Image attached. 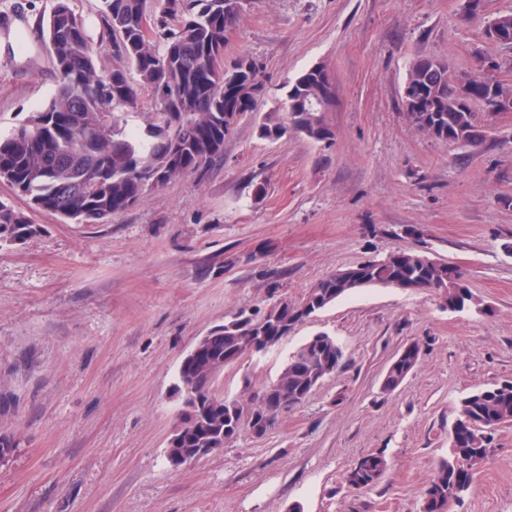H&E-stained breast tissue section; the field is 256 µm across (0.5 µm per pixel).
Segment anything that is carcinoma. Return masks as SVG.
<instances>
[{"instance_id": "1", "label": "carcinoma", "mask_w": 512, "mask_h": 512, "mask_svg": "<svg viewBox=\"0 0 512 512\" xmlns=\"http://www.w3.org/2000/svg\"><path fill=\"white\" fill-rule=\"evenodd\" d=\"M100 21L112 37V54L119 66L104 74L97 69L96 51L68 0H55L47 36L58 87L43 109L29 116L9 134L0 136V180L29 198L32 208L60 213L84 223H100L131 208L151 187H161L185 174H204L224 152L226 116L254 111L260 96L249 83L264 85L262 71L242 70V59L224 66V33L238 20L249 0H157L154 29H146V0H100ZM134 69L138 83L130 80ZM420 80L421 121L438 129L437 139H448V123L470 126L477 120L484 92L473 94L468 112H455L453 91L445 71L431 67L417 76L409 66L405 84ZM155 96L156 121L139 132L127 129L126 110L138 103V87ZM333 86L327 70L312 67L286 82L284 98L265 113L258 134L271 141L290 133L314 143H328L335 132L322 112H310L306 103ZM22 212L0 201V244L24 241L39 234ZM362 273L360 286L404 284L412 291L433 290L465 310L478 304L466 284L465 272L448 262L431 260L425 251L391 253L343 273ZM309 306L324 309L347 294L336 285V275L313 283ZM292 309L276 302L268 306L266 331L281 336L280 325L290 322ZM241 318L224 326L209 356L226 363L239 360L247 341ZM420 348H404L387 369L388 377H407L417 366ZM311 369L299 351H293L280 375L250 401H259L274 387L298 406L312 392ZM200 397L208 417L185 419L180 428L185 448H201L214 434L232 429V401L201 386ZM456 425L448 454L426 487L427 512H441L448 496H459L471 485L473 471L489 456L488 442L476 435L497 429L512 419V385L493 384L475 389L457 403ZM359 480L345 472L355 489L376 486L388 464L381 454L354 463Z\"/></svg>"}]
</instances>
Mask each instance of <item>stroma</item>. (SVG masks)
I'll use <instances>...</instances> for the list:
<instances>
[{
    "instance_id": "1",
    "label": "stroma",
    "mask_w": 512,
    "mask_h": 512,
    "mask_svg": "<svg viewBox=\"0 0 512 512\" xmlns=\"http://www.w3.org/2000/svg\"><path fill=\"white\" fill-rule=\"evenodd\" d=\"M55 0H0V135L40 111L59 75L46 37ZM97 50L115 66L100 0H69ZM512 0H485L482 18L458 0H251L228 30L224 61L263 66L266 93L224 139L205 175L146 190L103 223L32 209L0 180V201L42 233L0 246V512H419L448 452L455 405L476 387L512 381V115L476 147L422 135L406 120L410 63L435 56L468 71L474 48ZM322 64L336 88L331 145L259 138L257 124L284 83ZM266 191L255 196L256 184ZM416 234H409V227ZM428 249L459 266L480 310L451 312L437 295L359 289L244 355L214 381L245 400L279 375L289 354L325 332L341 367L261 438L248 431L193 464L171 469L172 388L199 336L276 298L299 300L316 280L367 259ZM419 344L417 367L393 392L382 378ZM452 512H512V425ZM383 454L370 489L346 470Z\"/></svg>"
}]
</instances>
